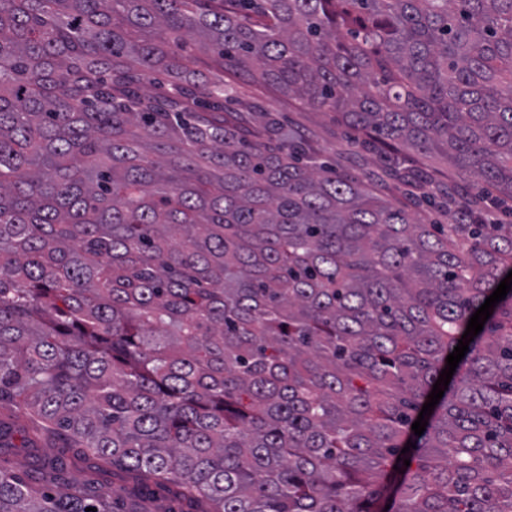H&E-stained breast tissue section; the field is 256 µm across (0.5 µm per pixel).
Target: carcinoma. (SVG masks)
<instances>
[{
	"mask_svg": "<svg viewBox=\"0 0 512 512\" xmlns=\"http://www.w3.org/2000/svg\"><path fill=\"white\" fill-rule=\"evenodd\" d=\"M226 69L486 195L419 224L225 117ZM504 198L512 0H0V448L63 439L198 512H512V290L411 429L512 271L478 217ZM65 470L0 466V512H167Z\"/></svg>",
	"mask_w": 512,
	"mask_h": 512,
	"instance_id": "carcinoma-1",
	"label": "carcinoma"
}]
</instances>
